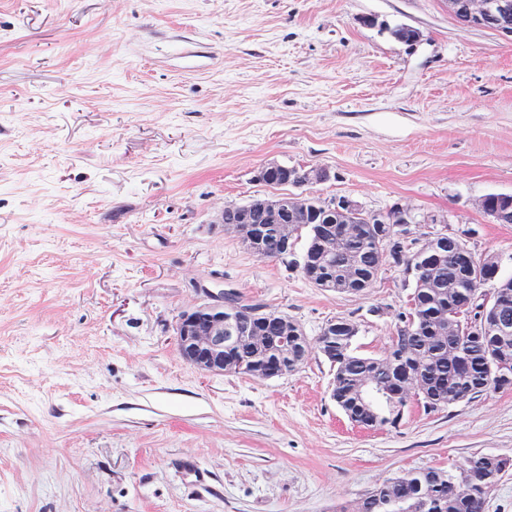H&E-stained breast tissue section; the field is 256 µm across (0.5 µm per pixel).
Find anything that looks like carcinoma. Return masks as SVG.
<instances>
[{
    "instance_id": "obj_1",
    "label": "carcinoma",
    "mask_w": 512,
    "mask_h": 512,
    "mask_svg": "<svg viewBox=\"0 0 512 512\" xmlns=\"http://www.w3.org/2000/svg\"><path fill=\"white\" fill-rule=\"evenodd\" d=\"M353 248L365 268L381 250L396 254V245L377 242L368 232ZM466 265L463 258L450 256L434 277H413L416 308L406 312L411 325L406 331H397L398 349L394 352L381 357L362 355L353 347L354 337L341 331L321 337L334 371L336 392L352 393L359 377L367 371L377 379L382 393L376 396L373 414L368 416L375 426H393L394 394L401 389L403 374L416 380L420 399L431 403L435 411L501 388L496 379L498 365L503 363L512 370V334L506 349L491 338L471 336L461 356L448 355L455 337L440 335V329L475 299L474 288L466 284L463 274ZM501 298L502 304L489 306L487 318H492L498 309L507 315L512 326V287L504 289ZM511 468L509 458L495 461L485 455L474 456L457 467L455 473L427 468L389 479L375 486L353 508L342 506L336 512H482L489 492Z\"/></svg>"
}]
</instances>
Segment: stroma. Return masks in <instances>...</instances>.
Listing matches in <instances>:
<instances>
[{"label":"stroma","instance_id":"1","mask_svg":"<svg viewBox=\"0 0 512 512\" xmlns=\"http://www.w3.org/2000/svg\"><path fill=\"white\" fill-rule=\"evenodd\" d=\"M269 163L512 275V224L478 206L512 193V41L444 0H0V512H336L512 459V388L374 430L319 352L271 380L181 358L179 313L222 290L312 339L351 319L371 357L406 309L402 268L325 291L217 224Z\"/></svg>","mask_w":512,"mask_h":512}]
</instances>
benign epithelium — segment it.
I'll list each match as a JSON object with an SVG mask.
<instances>
[{"label": "benign epithelium", "mask_w": 512, "mask_h": 512, "mask_svg": "<svg viewBox=\"0 0 512 512\" xmlns=\"http://www.w3.org/2000/svg\"><path fill=\"white\" fill-rule=\"evenodd\" d=\"M448 13L460 24L482 28L506 37H512V0H445ZM282 167L270 163L262 167L257 179L269 185H287L293 188L323 183L330 179L328 170L300 166L281 178ZM337 215L332 223L318 229V248L312 256H303L297 267L305 279L319 288L333 291L336 281L321 273L336 254V247L358 235L363 225L379 224L385 237L397 245V250H412L413 261L407 274L414 272L432 274L437 262L449 253L460 250L463 233L450 232L448 227L434 228L421 242L415 238L416 218L411 210L395 204L384 213L366 212L352 198L340 196L315 205L310 194H281L260 196L250 206H229L221 212L218 223L233 230L244 247L251 253L265 256L267 236L279 241L278 259L288 263L294 256V225L310 218L318 208ZM483 213L496 223L512 219V195L501 194L496 199L484 197L480 202ZM500 266L492 256L481 258L477 267L470 269L471 285L476 288L477 300L488 303L493 297ZM503 318L496 325L484 324L463 333L456 323L448 324L447 334L458 336H500L507 342ZM179 353L183 360L206 374L222 375L229 366V357L242 343L268 346L278 353L288 355V347L296 353L291 362L268 359L258 365L238 368L250 376L263 379L281 377L299 370L308 359L313 344L305 336L301 326L284 316L270 311L260 304L247 308L231 293L219 295L216 302L194 306L182 311L177 319Z\"/></svg>", "instance_id": "7a95c632"}]
</instances>
